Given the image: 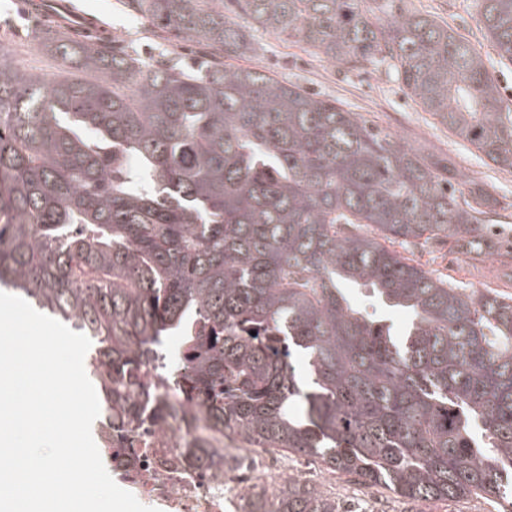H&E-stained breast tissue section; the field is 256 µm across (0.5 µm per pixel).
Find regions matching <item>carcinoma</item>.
<instances>
[{
	"label": "carcinoma",
	"mask_w": 512,
	"mask_h": 512,
	"mask_svg": "<svg viewBox=\"0 0 512 512\" xmlns=\"http://www.w3.org/2000/svg\"><path fill=\"white\" fill-rule=\"evenodd\" d=\"M252 25L331 63L389 62L410 97L512 168V112L469 41L395 0H235ZM199 44L184 68L110 42L47 47L93 82L47 83L0 48V285L96 344L101 436L194 426L189 469L276 448L409 500L512 497V296L466 292L395 246L496 247L498 199L458 189L355 112L224 58L248 50L224 0H125ZM512 61V0H475ZM402 308L401 336L344 293ZM183 335L165 367L164 336ZM305 363V376L294 362ZM243 512H350L306 479Z\"/></svg>",
	"instance_id": "1"
}]
</instances>
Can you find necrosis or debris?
I'll use <instances>...</instances> for the list:
<instances>
[{
	"instance_id": "1",
	"label": "necrosis or debris",
	"mask_w": 512,
	"mask_h": 512,
	"mask_svg": "<svg viewBox=\"0 0 512 512\" xmlns=\"http://www.w3.org/2000/svg\"><path fill=\"white\" fill-rule=\"evenodd\" d=\"M185 439L181 432L155 431L147 443L136 446L140 465L126 480L134 496L162 506L165 512H226L238 507L240 494L267 488L270 476L287 470L277 455L259 451L251 467L237 474L188 473L173 463Z\"/></svg>"
}]
</instances>
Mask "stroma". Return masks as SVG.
<instances>
[{
	"label": "stroma",
	"mask_w": 512,
	"mask_h": 512,
	"mask_svg": "<svg viewBox=\"0 0 512 512\" xmlns=\"http://www.w3.org/2000/svg\"><path fill=\"white\" fill-rule=\"evenodd\" d=\"M36 0H0V45L11 52L13 63L48 80L68 77L94 80L93 72L61 70L45 44L56 32L81 35L77 21L57 23L41 19L31 10ZM421 13L448 24L468 39L481 54L504 103L512 105V61L500 59L477 21L473 0H412ZM74 9L97 17L111 27L114 44L139 52L146 58L159 54L191 61L201 52L193 42L155 30L130 16L124 0H73ZM253 53L239 57V65L260 67L279 79L300 84L304 89L338 102L344 109L359 113L368 123L393 135L426 155H440L453 163L461 181H477L492 187L501 202L484 221L496 225L503 238L512 239V169L495 165L484 154L454 136L438 118L410 98L394 75L386 69L334 65L304 47L286 43L263 30L250 29ZM415 259L434 275L467 289L493 288L512 295V265H502L497 256L473 261L449 251L447 246L427 244L415 248ZM292 477L311 480L319 489L335 487L337 497L354 501L362 512H454V502H409L386 490L366 488L347 481L331 480L326 471H312L293 464Z\"/></svg>",
	"instance_id": "stroma-1"
}]
</instances>
